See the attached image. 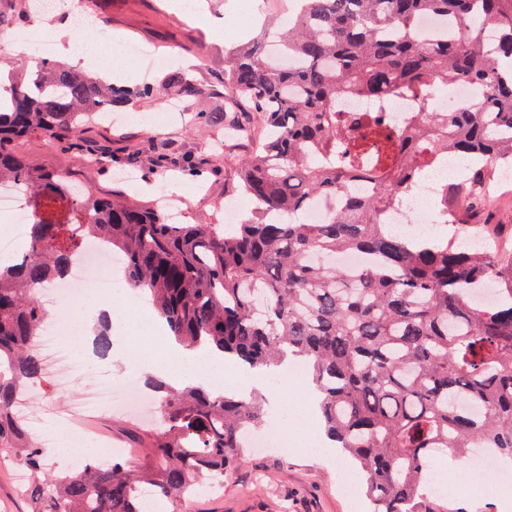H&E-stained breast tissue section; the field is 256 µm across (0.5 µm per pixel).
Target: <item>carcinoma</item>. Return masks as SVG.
<instances>
[{"label":"carcinoma","instance_id":"obj_1","mask_svg":"<svg viewBox=\"0 0 512 512\" xmlns=\"http://www.w3.org/2000/svg\"><path fill=\"white\" fill-rule=\"evenodd\" d=\"M271 57L252 44L224 59V87L263 119L262 150L240 166L253 219L242 224H176L149 205L76 186L71 173L39 167L15 150L32 134L75 147L82 163L103 154L79 140L82 125L123 106L129 92L49 62L0 98V185L25 184L42 217L26 228V256L0 260V450L44 480L33 512H146L147 484L159 502L209 490L244 453L243 433L265 416L261 402L185 387L162 393V423L144 432L151 451L132 466L91 460L55 478L44 473L16 401L44 377L30 347L47 320L33 293L64 279L81 237L124 260L126 281L148 295L175 340L213 344L250 368L278 365L289 352L321 394L323 430L364 481L372 512H426L429 457H465L479 445L512 461V254L471 249L443 237L414 246L381 221L443 156L480 157L464 202L489 194L499 166L512 164V0H301ZM424 15L452 17L450 40L427 43ZM496 31L492 52L484 25ZM433 80L473 83L486 94L444 112L431 109ZM203 88L182 71L151 97ZM393 95L414 102L393 132L378 109L347 133L340 103ZM205 125L249 133L225 110ZM161 167L195 171L188 157H155ZM356 180L367 190H348ZM328 200L326 222L308 224L310 205ZM342 252L366 256L336 265ZM494 282L497 300L474 292ZM480 405V416L461 402Z\"/></svg>","mask_w":512,"mask_h":512}]
</instances>
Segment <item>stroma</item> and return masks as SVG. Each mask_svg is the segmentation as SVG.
<instances>
[{
    "instance_id": "obj_1",
    "label": "stroma",
    "mask_w": 512,
    "mask_h": 512,
    "mask_svg": "<svg viewBox=\"0 0 512 512\" xmlns=\"http://www.w3.org/2000/svg\"><path fill=\"white\" fill-rule=\"evenodd\" d=\"M212 22L202 25L186 13H161L158 0H77L94 19L85 34L90 44L106 48L103 67H123L121 83L133 90L125 108L110 113L84 136L109 154L99 167H86L77 150L46 148L42 136L33 135L20 144V151L44 168L70 171L81 186L101 194L118 193L126 199L149 202L160 194L189 195L190 201L179 218L183 224L213 223L218 208L245 206L240 194L239 170L242 159L253 153L257 137L216 143L213 131L199 122L201 112L223 108L230 98L224 87V54L233 44L244 43L263 29L280 23L292 0H262L266 11L247 21L242 0H201ZM220 21L237 27L235 40L217 35L212 23ZM65 12L36 14L25 0H0V73L8 77L36 70L40 58L21 60L12 53V33L22 27H47L60 31L67 25ZM124 40L141 43L157 54L176 49L178 67L188 70L205 89L197 99L185 100V109L170 112L165 99L140 97L135 93L141 78L134 58L117 54ZM194 155L196 172L166 171L152 166L157 147ZM491 204L481 213L462 215L460 223L439 225L448 237L462 238L466 227L475 224L512 225V186L491 190ZM114 305L122 311L113 325L112 373L124 376L139 368L122 360L121 347L139 343V317L123 299ZM15 458L0 454V512H30L28 483L19 476ZM350 466L344 457L314 450L309 439L298 440L280 450L247 449L222 479L216 494L186 502L165 503L166 512H370V503L359 482L350 481ZM428 512H512V489L470 496L453 490L428 493Z\"/></svg>"
}]
</instances>
